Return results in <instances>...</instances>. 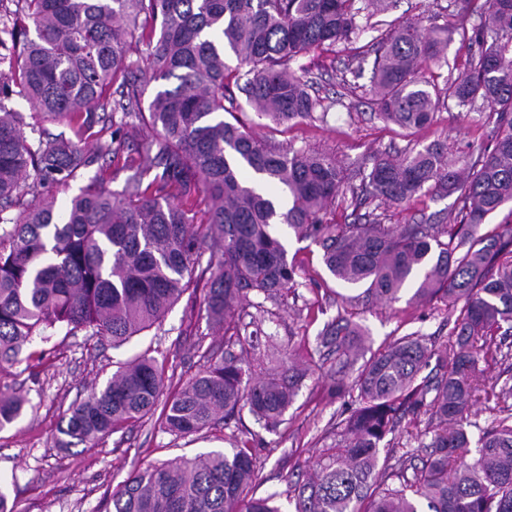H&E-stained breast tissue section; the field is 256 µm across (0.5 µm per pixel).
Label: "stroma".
<instances>
[{
  "label": "stroma",
  "instance_id": "35a3bbf8",
  "mask_svg": "<svg viewBox=\"0 0 512 512\" xmlns=\"http://www.w3.org/2000/svg\"><path fill=\"white\" fill-rule=\"evenodd\" d=\"M447 4L448 0H395L383 19L391 22L409 16L428 30L441 23ZM375 36L369 29L351 42L291 62L294 70L307 67L312 92L323 100V116L270 128L246 107V97L240 93L236 96L242 106L238 119L260 139L325 152L349 168L370 167L371 156L379 152L396 155L437 143L445 146L452 160L483 151L491 130L484 107L464 111L448 103L439 108L430 125L404 129L376 116L370 104L369 79H360L352 88L342 84L341 73L354 50L367 49ZM382 210L389 224H452L457 218L455 196L426 192L409 204H386ZM279 233L295 275L293 287L283 292L278 303L264 304L259 295L249 294L225 327L213 328L204 311L206 290L200 286L183 294L161 328L132 337L121 346L83 332L68 336L59 331L46 342L34 338L27 358L0 364V392L31 403L21 419L0 430V490L8 494L16 512H104L112 492L131 472L182 455L225 450L233 438L249 442L253 449L256 494L285 495L291 485L304 479L319 451L334 444L337 422L353 407L350 397H337L334 389L336 355L322 343L328 322L341 313L360 324L370 353L409 333L424 337L430 345L447 342L444 302L366 301L357 288L330 274L318 242L296 237L284 226ZM228 331L252 339L243 357L253 377L280 370L286 358L308 371L275 429H264L244 411L198 434L177 437L166 432L159 416L153 415L105 437L96 447H59L57 427L66 410L92 388L102 387L119 363L146 351L164 359L166 390L171 393L203 368L197 339L218 345Z\"/></svg>",
  "mask_w": 512,
  "mask_h": 512
}]
</instances>
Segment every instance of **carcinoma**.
Returning <instances> with one entry per match:
<instances>
[{
  "instance_id": "carcinoma-1",
  "label": "carcinoma",
  "mask_w": 512,
  "mask_h": 512,
  "mask_svg": "<svg viewBox=\"0 0 512 512\" xmlns=\"http://www.w3.org/2000/svg\"><path fill=\"white\" fill-rule=\"evenodd\" d=\"M0 21V362L18 361L35 336L86 331L119 346L159 327L209 254L206 315L222 325L251 292L274 301L294 283V267L274 226L321 243L328 271L392 303H448V342L434 351L408 334L366 359L352 383L336 378V395L358 391L336 442L313 474L292 490L294 512H512V385H485L480 359L507 360L494 336L512 329V229L481 232L512 204V0H450L449 20L423 32L402 19L345 68L352 80L370 70L373 105L384 122L420 128L441 101L476 103L494 115L492 149L458 168L439 144L399 158L377 154L360 172L365 199L393 204L425 190L457 195L460 223L327 224L324 216L351 175L335 159L294 146L264 144L230 122L246 95L259 118L283 125L314 119L321 101L288 62L347 42L358 16L386 11L389 0H15ZM479 47L471 68L439 89L421 73L441 61L454 35ZM145 46L138 58L132 42ZM237 60L226 62V52ZM154 90L144 102L148 90ZM28 100L30 118L8 107ZM63 122L73 136L43 123ZM109 137L83 141L96 124ZM135 150L139 162L127 161ZM103 162L121 164L119 189L87 187L58 209L55 191ZM279 186L280 209L245 173ZM212 205L196 222L197 198ZM361 326L339 316L323 343L343 364L357 360ZM207 348L208 365L166 397L161 419L177 436L210 427L219 414L248 409L274 428L306 371L290 365L254 379L229 348ZM439 354L440 370L418 380ZM165 362L148 354L123 363L106 385L72 404L58 428L62 448L95 444L154 413L163 396ZM499 415L469 456L466 426L480 391ZM26 400L0 395V429L18 421ZM429 414L421 454L406 453L378 477L381 445L409 415ZM252 449L237 446L138 470L106 512H281L275 496H255Z\"/></svg>"
}]
</instances>
